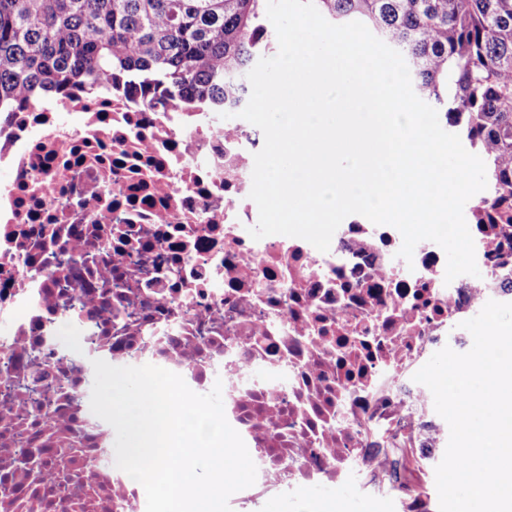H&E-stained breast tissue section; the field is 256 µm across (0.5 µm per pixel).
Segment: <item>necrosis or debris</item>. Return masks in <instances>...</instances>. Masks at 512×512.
<instances>
[{
  "mask_svg": "<svg viewBox=\"0 0 512 512\" xmlns=\"http://www.w3.org/2000/svg\"><path fill=\"white\" fill-rule=\"evenodd\" d=\"M246 120L116 75L0 113V512H141L85 380L101 359L222 383L257 467L233 512L314 482L384 485L433 448L419 365L512 277V226L465 216L484 276L446 281L430 241L351 215L329 251L253 240ZM69 330L77 350L58 337Z\"/></svg>",
  "mask_w": 512,
  "mask_h": 512,
  "instance_id": "4bbe7bcc",
  "label": "necrosis or debris"
}]
</instances>
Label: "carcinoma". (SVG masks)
<instances>
[{
	"mask_svg": "<svg viewBox=\"0 0 512 512\" xmlns=\"http://www.w3.org/2000/svg\"><path fill=\"white\" fill-rule=\"evenodd\" d=\"M399 51L419 98L486 165L485 208L512 225V0H314ZM267 0H0V104L120 73L189 108L247 104L277 48Z\"/></svg>",
	"mask_w": 512,
	"mask_h": 512,
	"instance_id": "carcinoma-1",
	"label": "carcinoma"
}]
</instances>
